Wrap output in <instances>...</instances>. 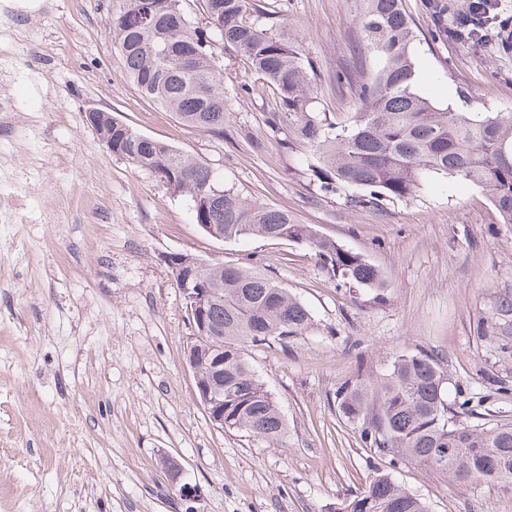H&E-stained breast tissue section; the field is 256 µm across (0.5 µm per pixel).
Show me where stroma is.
Here are the masks:
<instances>
[{
	"label": "stroma",
	"instance_id": "35a3bbf8",
	"mask_svg": "<svg viewBox=\"0 0 512 512\" xmlns=\"http://www.w3.org/2000/svg\"><path fill=\"white\" fill-rule=\"evenodd\" d=\"M0 512H185L160 460L202 491L198 512H327L378 472L429 512H512V485L458 486L390 463L339 413L336 392L396 355L432 354L471 425L512 424V224L481 188L437 178L384 210L318 192L306 149L273 133L270 84L220 47L223 133L183 125L127 78L108 19L126 0H0ZM418 93L456 112H512V0L478 44L435 42L425 0H404ZM315 67L320 111H358L359 0H264ZM340 71L354 84L337 83ZM110 112L294 214L386 276L380 298L336 285L300 242H227L185 197L115 156L87 120ZM247 263L309 310L300 336L247 346L287 426L279 446L222 432L198 399L169 258Z\"/></svg>",
	"mask_w": 512,
	"mask_h": 512
}]
</instances>
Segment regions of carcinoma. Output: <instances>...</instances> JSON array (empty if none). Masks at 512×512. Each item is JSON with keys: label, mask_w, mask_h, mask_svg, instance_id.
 <instances>
[{"label": "carcinoma", "mask_w": 512, "mask_h": 512, "mask_svg": "<svg viewBox=\"0 0 512 512\" xmlns=\"http://www.w3.org/2000/svg\"><path fill=\"white\" fill-rule=\"evenodd\" d=\"M129 10L112 14L118 54L141 94L202 132L224 130V83L210 40L218 38L274 87L271 129L285 127L308 149L312 174L324 194H344L353 207H383L416 196L431 178L469 182L512 224V113L437 108L414 89L410 54L414 31L403 0H362L360 24L376 62L360 85V111L336 122L318 110L311 67L300 40L270 22L251 0H203L215 31L191 25L181 0H151L153 21L138 25ZM434 40L448 39L446 0H426ZM112 153L156 172L189 201L195 223L215 238L261 237L308 245L330 280L380 294L381 270L366 257L269 208L223 187L213 171L175 147L143 135L119 119L107 129ZM179 265L198 270L213 292L207 320L224 347V430L282 443L286 423L278 402L244 358L243 346L298 336L312 325L308 309L288 290L244 266L205 265L181 254ZM448 378L427 353L395 356L379 375H360L340 387L336 402L361 440L390 460L411 458L448 474L453 483H512V425L471 427L457 422L447 399ZM350 512H428L425 503L386 474L347 501Z\"/></svg>", "instance_id": "carcinoma-1"}]
</instances>
